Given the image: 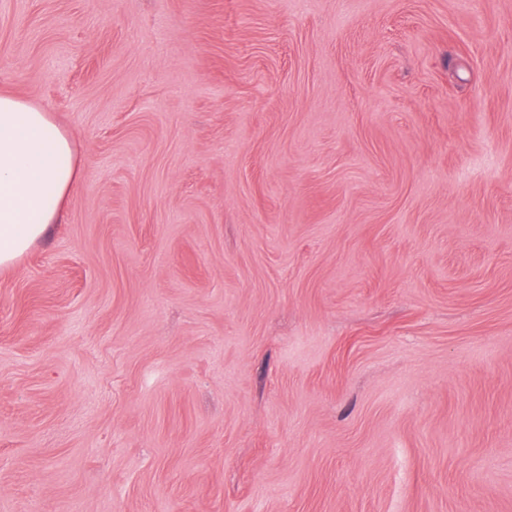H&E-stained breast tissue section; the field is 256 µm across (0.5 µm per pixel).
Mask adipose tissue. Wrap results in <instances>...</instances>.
Listing matches in <instances>:
<instances>
[{
	"mask_svg": "<svg viewBox=\"0 0 512 512\" xmlns=\"http://www.w3.org/2000/svg\"><path fill=\"white\" fill-rule=\"evenodd\" d=\"M81 178L69 136L42 108L0 95V268L13 265L61 218Z\"/></svg>",
	"mask_w": 512,
	"mask_h": 512,
	"instance_id": "ef3b65f1",
	"label": "adipose tissue"
}]
</instances>
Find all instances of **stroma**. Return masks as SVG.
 <instances>
[{
    "label": "stroma",
    "instance_id": "35a3bbf8",
    "mask_svg": "<svg viewBox=\"0 0 512 512\" xmlns=\"http://www.w3.org/2000/svg\"><path fill=\"white\" fill-rule=\"evenodd\" d=\"M0 92V512H512V0H0ZM81 178L69 136L42 108L0 95V268L13 265L51 224Z\"/></svg>",
    "mask_w": 512,
    "mask_h": 512
}]
</instances>
